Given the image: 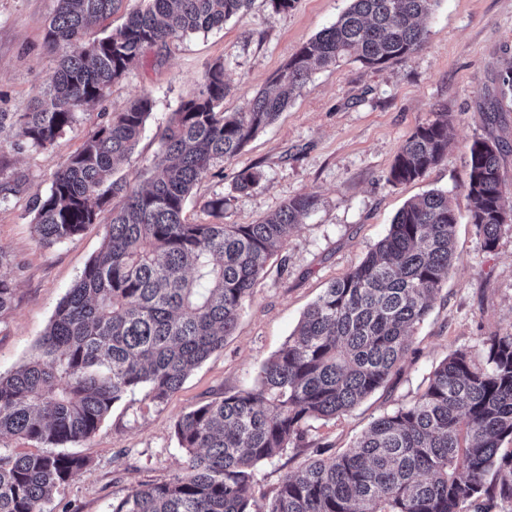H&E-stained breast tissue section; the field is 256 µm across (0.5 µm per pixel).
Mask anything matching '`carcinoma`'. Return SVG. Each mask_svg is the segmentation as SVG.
<instances>
[{
	"label": "carcinoma",
	"mask_w": 512,
	"mask_h": 512,
	"mask_svg": "<svg viewBox=\"0 0 512 512\" xmlns=\"http://www.w3.org/2000/svg\"><path fill=\"white\" fill-rule=\"evenodd\" d=\"M123 2L57 0L46 31L48 45L62 51L55 80L29 111L1 112V134L35 149L53 145L76 109L103 100L148 49L220 28L251 0H145L109 34L84 39ZM437 4L351 0L243 112L222 110L224 66L208 65L197 94L159 132L144 186L113 171L135 152L153 107L147 94L66 159L50 193L35 197L40 243L79 234L107 209L111 219L102 249L57 306L35 353L0 374V512H45L55 491L90 471L73 453H4L8 440L63 447L93 435L128 393L164 403L224 347L267 260L318 201L314 193L294 197L251 224H193L184 212L196 183L274 122L314 71L346 58L375 68L417 52ZM498 95L512 100V63ZM447 149L448 118L419 126L387 181L420 178ZM469 166L471 222L492 250L512 228L498 144L474 141ZM456 224L446 192L407 202L387 235L308 307L254 387L180 416L183 470L132 489L112 512H492L496 500L512 502V451H501L512 440L509 331L488 337L484 366L465 351L450 353L414 400L374 421L346 452L285 475L267 506L251 510L257 463L307 447L310 421L343 417L386 384L456 262ZM11 265L0 251V318L14 304L12 279L1 272Z\"/></svg>",
	"instance_id": "carcinoma-1"
}]
</instances>
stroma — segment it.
Returning <instances> with one entry per match:
<instances>
[{"label":"stroma","mask_w":512,"mask_h":512,"mask_svg":"<svg viewBox=\"0 0 512 512\" xmlns=\"http://www.w3.org/2000/svg\"><path fill=\"white\" fill-rule=\"evenodd\" d=\"M55 6L56 0H0V112L27 111L52 85L59 53L45 34ZM348 6L349 0H296L292 9L278 12L270 0H252L223 28L147 51L104 100L78 109L53 146L0 151V181L16 187L0 196V251L15 261L7 270L14 306L0 318V372L33 354L59 301L102 247L105 221L51 247L40 244L34 223L35 195L49 191L89 132L106 115L149 94L153 109L138 146L117 170L127 181L141 182L159 131L197 92L206 64H224L225 111L245 110L297 50ZM425 30L422 47L405 60L369 69L350 59L314 72L287 111L197 182L185 210L191 223L210 222L204 204L216 196L227 201V224L266 219L302 194H317L319 202L268 261L223 349L164 404L127 394L90 438L67 445V452L89 460L91 472L56 492L46 512H112L113 502L133 488L178 474L185 454L174 434L176 420L199 404L255 385L262 363L284 346L306 308L359 264L408 200L429 190L447 191L456 212L457 260L414 331L409 352L387 384L349 414L311 422L308 448L256 467L258 504L271 499L286 474L314 460L315 448L328 457L341 453L377 418L411 402L450 353L463 350L485 363L486 338L512 331V230L502 233L494 250H485L466 191L470 147L485 139L502 144V179L512 193V103L504 102L493 117L486 110L500 71L512 62V0H440ZM443 113L450 138L443 160L415 181L388 183L405 140ZM245 169L261 178L241 192L235 180Z\"/></svg>","instance_id":"35a3bbf8"}]
</instances>
